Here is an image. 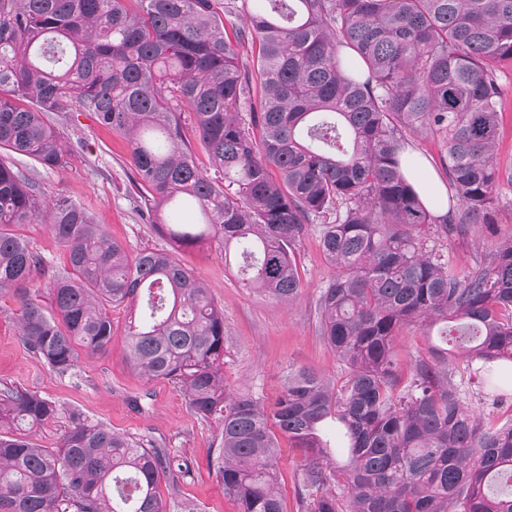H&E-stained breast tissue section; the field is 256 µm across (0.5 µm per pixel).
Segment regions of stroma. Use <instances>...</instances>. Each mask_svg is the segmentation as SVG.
Returning <instances> with one entry per match:
<instances>
[{
  "label": "stroma",
  "mask_w": 512,
  "mask_h": 512,
  "mask_svg": "<svg viewBox=\"0 0 512 512\" xmlns=\"http://www.w3.org/2000/svg\"><path fill=\"white\" fill-rule=\"evenodd\" d=\"M52 121L62 128L73 156L63 171L31 169L44 198L62 192L84 204L130 253L169 248V240L141 215L126 142L87 114L56 115ZM498 200L495 224H481L466 235L441 239L451 265L468 268L495 241L512 236V186L501 185ZM14 231L41 254L44 264L33 279L47 284L66 265L64 247L43 223L20 224ZM182 259L224 312L227 388L272 399L292 366H304L338 381L345 378V367L320 332L318 299L334 270L321 250L316 228H308L297 246L302 290L290 305L244 286L236 268L225 266L215 250L191 251ZM19 304V293L0 292V389L33 391L59 408L54 419L30 430L33 441L44 448L55 447L70 425L71 414H81L112 431L152 440L189 460V478L161 481L167 512H239L237 503L225 496L211 466L221 439V421L196 418L178 387L148 379L130 366L127 308L112 309V341L105 352L79 355L75 368L60 374L24 346L16 319ZM450 370L469 407L486 415L512 414V390L504 392L497 403L486 383L469 376L461 358L453 359Z\"/></svg>",
  "instance_id": "obj_1"
}]
</instances>
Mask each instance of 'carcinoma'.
Here are the masks:
<instances>
[{"label": "carcinoma", "mask_w": 512, "mask_h": 512, "mask_svg": "<svg viewBox=\"0 0 512 512\" xmlns=\"http://www.w3.org/2000/svg\"><path fill=\"white\" fill-rule=\"evenodd\" d=\"M219 2L0 0V291L21 294L24 345L67 373L76 348L110 345L108 308L130 309L129 363L180 387L198 419L221 420L214 470L243 512H283L281 437L302 452L300 512H512V417L492 424L468 407L448 352L454 322L469 374L512 373V237L464 272L428 245L494 223L496 190L512 182L497 154L512 0ZM74 110L127 141L142 209L171 249L129 254L14 163L65 169L49 114ZM418 139L440 146L439 217L403 167ZM177 200L203 222L166 211ZM35 220L71 266L49 281L50 312L30 297L43 259L13 231ZM311 224L335 270L321 335L346 378L297 367L269 404L231 393L224 312L177 251L212 245L245 286L291 303ZM405 325L429 340L406 373L394 346ZM57 413L0 389V512H166L161 480L189 477L188 460L77 414L58 446L32 442Z\"/></svg>", "instance_id": "obj_1"}]
</instances>
